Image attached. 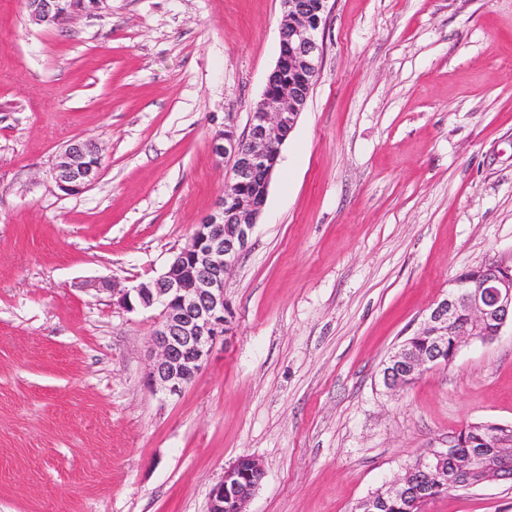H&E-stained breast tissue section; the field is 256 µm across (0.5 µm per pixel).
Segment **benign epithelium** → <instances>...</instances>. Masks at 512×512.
Returning <instances> with one entry per match:
<instances>
[{
  "instance_id": "1",
  "label": "benign epithelium",
  "mask_w": 512,
  "mask_h": 512,
  "mask_svg": "<svg viewBox=\"0 0 512 512\" xmlns=\"http://www.w3.org/2000/svg\"><path fill=\"white\" fill-rule=\"evenodd\" d=\"M328 0H281L279 57L257 102L247 134L231 127L213 137L218 160L230 163L226 185L238 188L217 200L214 210L195 225L189 244L174 254L165 270L148 283L120 288L112 296L128 311L156 310L153 361L148 383L170 396L193 383L214 345L232 334V310L224 298V280L250 247L251 237L266 203L280 148L294 130L319 72L323 47L318 34L326 24ZM37 24L59 23L84 11L71 0H27ZM101 149L89 139L74 141L53 165L58 189L75 195L92 187L101 170ZM512 321V261L493 259L457 276L448 292L425 314L418 336L424 346L404 340L381 364L379 383L390 393L403 390L435 367L451 365L462 344L487 342ZM454 337L448 345V337ZM469 427L427 449L417 468L395 476L382 489L362 499L356 512H384L399 504L403 512H424L434 494H449L493 480L512 481V452L490 432L465 442ZM465 452H460V449ZM264 473L253 457H241L224 468V476L209 493L208 512H246Z\"/></svg>"
}]
</instances>
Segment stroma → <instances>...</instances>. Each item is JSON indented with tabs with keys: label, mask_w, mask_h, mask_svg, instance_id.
I'll list each match as a JSON object with an SVG mask.
<instances>
[{
	"label": "stroma",
	"mask_w": 512,
	"mask_h": 512,
	"mask_svg": "<svg viewBox=\"0 0 512 512\" xmlns=\"http://www.w3.org/2000/svg\"><path fill=\"white\" fill-rule=\"evenodd\" d=\"M281 0H109L58 26L0 0V512H356L468 423H512V327L396 394L382 361L469 267L512 255V0H328L320 73L227 276L234 334L150 388L157 277L224 194L279 56ZM102 147L78 195L52 177ZM426 512H512V482ZM101 160V149L94 140L70 143L53 165L58 189L67 195H75L92 187L99 178ZM263 474L260 462L253 457H241L224 469L222 480L209 493L208 512H225L224 504L232 507L231 512H247L246 505L259 483H254L255 474ZM261 480V482H262ZM228 501L224 503V501Z\"/></svg>",
	"instance_id": "stroma-1"
}]
</instances>
